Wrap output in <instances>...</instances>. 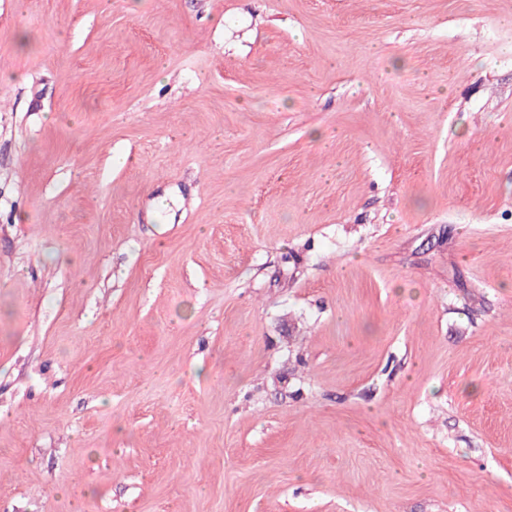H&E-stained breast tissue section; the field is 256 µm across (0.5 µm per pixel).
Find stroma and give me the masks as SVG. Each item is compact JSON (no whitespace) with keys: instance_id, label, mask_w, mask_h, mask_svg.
I'll return each mask as SVG.
<instances>
[{"instance_id":"stroma-1","label":"stroma","mask_w":512,"mask_h":512,"mask_svg":"<svg viewBox=\"0 0 512 512\" xmlns=\"http://www.w3.org/2000/svg\"><path fill=\"white\" fill-rule=\"evenodd\" d=\"M0 512H512V0H0Z\"/></svg>"}]
</instances>
